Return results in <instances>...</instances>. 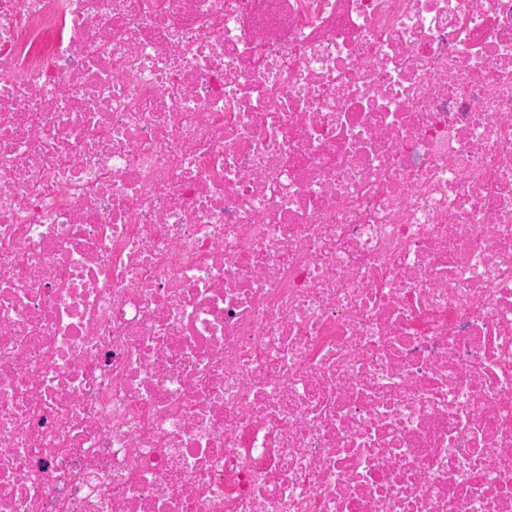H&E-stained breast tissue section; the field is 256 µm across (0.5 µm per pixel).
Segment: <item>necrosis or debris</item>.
I'll return each mask as SVG.
<instances>
[{
	"label": "necrosis or debris",
	"mask_w": 512,
	"mask_h": 512,
	"mask_svg": "<svg viewBox=\"0 0 512 512\" xmlns=\"http://www.w3.org/2000/svg\"><path fill=\"white\" fill-rule=\"evenodd\" d=\"M0 512H512V0H0Z\"/></svg>",
	"instance_id": "obj_1"
}]
</instances>
